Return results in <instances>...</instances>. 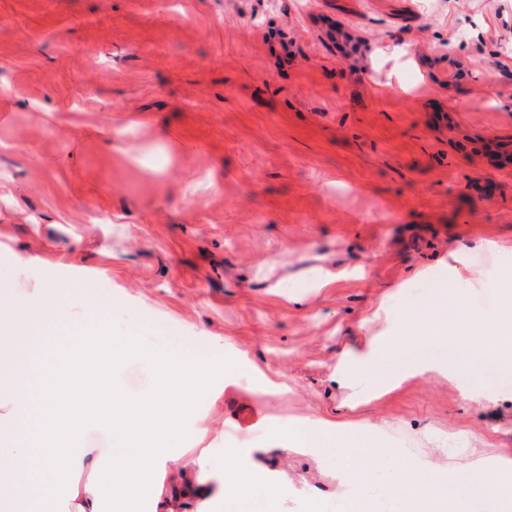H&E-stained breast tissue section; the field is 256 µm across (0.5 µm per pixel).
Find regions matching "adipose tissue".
Returning <instances> with one entry per match:
<instances>
[{
  "label": "adipose tissue",
  "mask_w": 512,
  "mask_h": 512,
  "mask_svg": "<svg viewBox=\"0 0 512 512\" xmlns=\"http://www.w3.org/2000/svg\"><path fill=\"white\" fill-rule=\"evenodd\" d=\"M385 422H367L360 438L330 434L294 420L278 433L287 449L328 448L336 454L341 488L336 512H512V457L490 452L466 432L427 434V452L394 457L369 436Z\"/></svg>",
  "instance_id": "obj_1"
}]
</instances>
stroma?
Listing matches in <instances>:
<instances>
[{
  "instance_id": "obj_1",
  "label": "stroma",
  "mask_w": 512,
  "mask_h": 512,
  "mask_svg": "<svg viewBox=\"0 0 512 512\" xmlns=\"http://www.w3.org/2000/svg\"><path fill=\"white\" fill-rule=\"evenodd\" d=\"M0 89L20 287L94 285L152 346L238 365L146 512H261L223 497L229 448L282 512H336L334 456L286 454L288 419L387 418L395 456L442 430L512 457V375L479 402L428 374L372 399L362 378L351 408L337 376L432 283L477 264L490 311L512 273V0H0Z\"/></svg>"
}]
</instances>
